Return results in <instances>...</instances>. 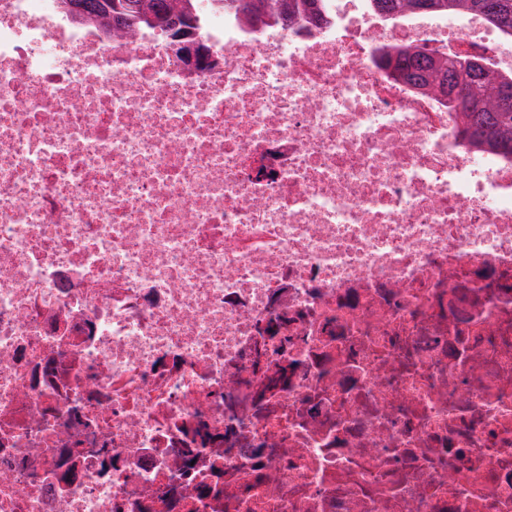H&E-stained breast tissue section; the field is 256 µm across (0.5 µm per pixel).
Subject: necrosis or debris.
Returning <instances> with one entry per match:
<instances>
[{
	"instance_id": "necrosis-or-debris-1",
	"label": "necrosis or debris",
	"mask_w": 512,
	"mask_h": 512,
	"mask_svg": "<svg viewBox=\"0 0 512 512\" xmlns=\"http://www.w3.org/2000/svg\"><path fill=\"white\" fill-rule=\"evenodd\" d=\"M195 36L0 0V512H512V157L373 55L512 45Z\"/></svg>"
}]
</instances>
